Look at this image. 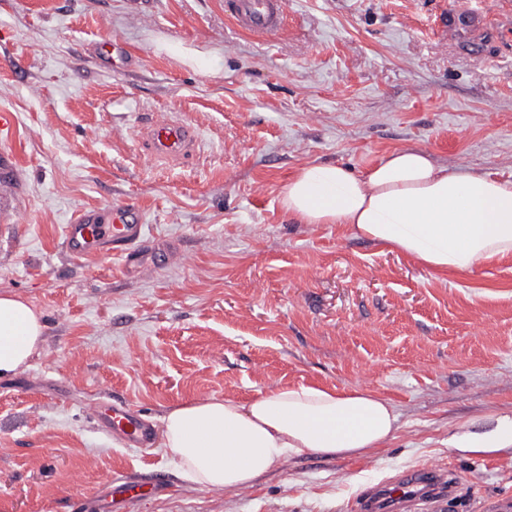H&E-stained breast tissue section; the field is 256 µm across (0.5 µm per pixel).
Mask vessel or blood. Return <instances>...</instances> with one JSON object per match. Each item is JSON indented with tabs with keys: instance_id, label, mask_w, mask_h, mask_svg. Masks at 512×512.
<instances>
[{
	"instance_id": "b4317fda",
	"label": "vessel or blood",
	"mask_w": 512,
	"mask_h": 512,
	"mask_svg": "<svg viewBox=\"0 0 512 512\" xmlns=\"http://www.w3.org/2000/svg\"><path fill=\"white\" fill-rule=\"evenodd\" d=\"M492 7L491 0H472L461 15L443 22L442 37L455 39L461 28L478 24ZM224 15L240 31L264 38L285 29L288 0H224ZM144 145L154 157L185 160L196 152V136L185 121L153 119L144 128ZM142 223V213L131 205L91 208L69 220L64 227V241L71 257L78 261L111 253L118 255L124 246L140 238ZM94 416L105 433L121 435L135 447H146L153 439L149 422L128 404H98ZM458 487L454 472L439 466H420L366 491L357 509L429 512L432 505L455 495Z\"/></svg>"
}]
</instances>
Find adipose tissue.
<instances>
[{"instance_id":"adipose-tissue-1","label":"adipose tissue","mask_w":512,"mask_h":512,"mask_svg":"<svg viewBox=\"0 0 512 512\" xmlns=\"http://www.w3.org/2000/svg\"><path fill=\"white\" fill-rule=\"evenodd\" d=\"M283 205L302 224H345L445 277L512 256V181L448 169L421 149L393 151L361 173L310 162L288 180ZM43 317L0 293V377L25 369ZM389 399L361 388L274 386L247 400L206 397L172 407L161 446L179 477L200 489H239L289 458L366 456L394 437ZM448 445L473 456L512 451V414L458 425Z\"/></svg>"}]
</instances>
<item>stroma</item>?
<instances>
[{"mask_svg": "<svg viewBox=\"0 0 512 512\" xmlns=\"http://www.w3.org/2000/svg\"><path fill=\"white\" fill-rule=\"evenodd\" d=\"M462 6L289 0L287 28L259 38L224 0H0V149L20 181L0 291L45 324L0 378V512H356L428 463L460 478L442 512L512 499V459L448 447L458 423L512 410V256L438 278L282 204L306 163L358 172L409 147L512 180V41L489 16L443 42L440 15ZM113 38L121 72L97 53ZM156 116L194 127L191 159L142 150ZM129 203L147 225L132 263L68 256L74 213ZM278 383L368 388L395 404V437L202 490L92 416L119 399L157 427L173 405Z\"/></svg>", "mask_w": 512, "mask_h": 512, "instance_id": "1", "label": "stroma"}]
</instances>
